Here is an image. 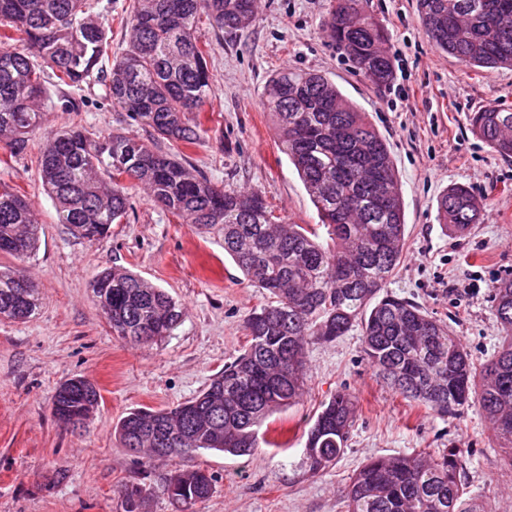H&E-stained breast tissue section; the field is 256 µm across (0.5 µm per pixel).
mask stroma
Wrapping results in <instances>:
<instances>
[{"instance_id":"stroma-1","label":"stroma","mask_w":512,"mask_h":512,"mask_svg":"<svg viewBox=\"0 0 512 512\" xmlns=\"http://www.w3.org/2000/svg\"><path fill=\"white\" fill-rule=\"evenodd\" d=\"M253 24L222 33L207 17L197 23L213 91L200 115V139L181 148L191 172L227 189L262 192L274 215L290 224L319 218L263 105L272 72L314 70L336 82L386 138L405 205V246L387 289L421 305L459 336L478 360L501 341L491 303L496 283L512 276V158L473 133L471 112L494 104L512 112V67L476 69L437 49L426 36L416 0H364L385 29L395 65L392 83L378 88L358 73L322 28L334 0H258ZM76 112L50 113L51 130L123 128V115L100 85L72 90ZM36 133L26 155L0 145V184L35 207L40 247L0 264L34 282L40 304L24 322L0 319V512H122L121 491L150 492L148 512H176L164 492L171 470L202 469L216 491L192 512H345L343 490L364 461L417 450L467 449L466 481L487 512H512V467L488 419L472 407L440 417L376 378L361 352L359 330L306 349L300 399L277 410L270 446L253 456L193 453L143 461L124 448L114 427L136 408L160 410L195 397L247 345L246 316L269 302L247 284L224 237L205 232L130 191L126 221L104 239L75 238L58 224L38 177ZM466 186L485 202L479 223L465 230L440 224L436 199ZM127 269L165 289L185 309L172 336L132 345L113 336L93 299L91 283L109 267ZM81 376L101 394L85 427L71 431L51 415L65 380ZM359 405L349 445L327 471L310 474L304 443L310 421L339 390ZM290 441L288 450L278 449Z\"/></svg>"}]
</instances>
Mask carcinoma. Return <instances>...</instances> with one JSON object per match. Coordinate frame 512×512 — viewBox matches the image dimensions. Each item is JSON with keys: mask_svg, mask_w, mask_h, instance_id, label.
<instances>
[{"mask_svg": "<svg viewBox=\"0 0 512 512\" xmlns=\"http://www.w3.org/2000/svg\"><path fill=\"white\" fill-rule=\"evenodd\" d=\"M429 40L462 63L512 67V0H416ZM231 32L255 20V0H133L122 11L126 48L100 67L109 41L88 0H0V143L24 153L43 128L47 108L72 112L65 88L97 83L112 106L155 141L172 147L200 139L197 117L209 98L210 75L197 44L200 15ZM336 49L378 88L394 65L386 36L363 10V0H336L324 20ZM24 35L23 48L10 41ZM279 147L294 165L332 241H318L307 224L277 223L256 190L218 188L193 176L181 159L131 132L62 129L45 139L37 162L57 221L90 242L127 217L129 187L201 229L224 233V252L255 287L274 301L245 319L249 345L199 395L170 409H134L115 426L124 447L149 459L198 451L251 456L260 430L279 408L300 397L304 345L333 342L360 329L362 352L376 376L404 398L439 416L476 406L500 447L512 450V278L491 290L505 335L499 350L478 361L459 337L419 305L386 290L403 257L405 211L386 140L366 113L326 75L283 70L264 88ZM472 130L495 151L512 156V112L485 106L470 116ZM482 201L466 187L444 191L439 220L458 230L478 222ZM39 242L33 204L0 186V254L25 258ZM22 277L0 268V318L29 319L36 286L20 295ZM112 334L134 344L155 343L182 323L184 308L167 291L121 268L92 284ZM96 385L74 377L56 390L51 414L87 423L98 408ZM355 399L336 392L308 431L305 458L320 474L347 447ZM167 423L170 440L156 436ZM462 452L383 456L363 463L344 488L346 512H484L462 473ZM216 478L204 470L171 472L164 485L179 512L212 496ZM147 490L121 491L122 512H145Z\"/></svg>", "mask_w": 512, "mask_h": 512, "instance_id": "1", "label": "carcinoma"}]
</instances>
